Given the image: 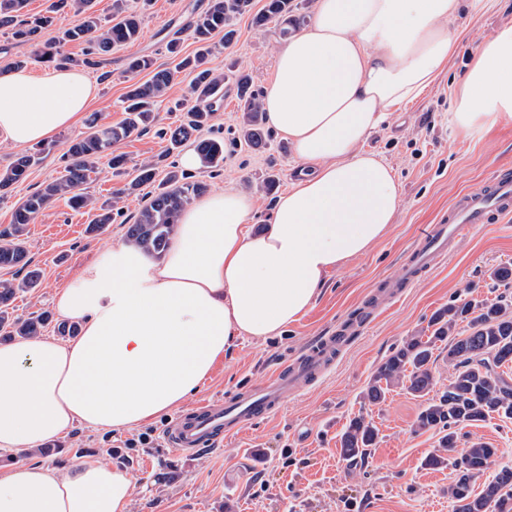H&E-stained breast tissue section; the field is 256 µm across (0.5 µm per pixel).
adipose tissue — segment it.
<instances>
[{
  "label": "adipose tissue",
  "mask_w": 512,
  "mask_h": 512,
  "mask_svg": "<svg viewBox=\"0 0 512 512\" xmlns=\"http://www.w3.org/2000/svg\"><path fill=\"white\" fill-rule=\"evenodd\" d=\"M500 0H315L309 24L277 50L261 99L302 178L258 232L253 194L227 187L180 214L156 260L120 243L59 291L56 311L81 332L0 345V512H129L133 482L86 460L65 471L24 453L78 425L139 426L196 390L246 339L280 335L316 302L329 273L366 254L395 224L402 189L363 142L431 89L461 49L453 28ZM450 122L483 135L512 121V24L480 43ZM95 88L83 70H0V140L24 148L73 126Z\"/></svg>",
  "instance_id": "obj_1"
}]
</instances>
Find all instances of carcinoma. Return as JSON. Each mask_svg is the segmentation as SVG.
Returning a JSON list of instances; mask_svg holds the SVG:
<instances>
[{"instance_id":"carcinoma-1","label":"carcinoma","mask_w":512,"mask_h":512,"mask_svg":"<svg viewBox=\"0 0 512 512\" xmlns=\"http://www.w3.org/2000/svg\"><path fill=\"white\" fill-rule=\"evenodd\" d=\"M71 5L83 15L82 23L63 32L66 41L89 40L95 51L108 52L112 47L136 40L140 34L139 14L130 10L127 0H112L113 23H102L92 11V0H55L46 14L31 20L22 18L26 0H0V27L10 28L11 36L20 43L37 40L39 33L52 26L55 13L64 5ZM252 0H211L207 11L189 25V36L198 44L192 56H180V38L171 39L167 51L177 59L174 68L154 66L148 56L128 60L127 71L132 74L146 72L149 79L128 86L125 100L128 117L118 126L92 123L91 131L70 144L68 163L64 174L47 183L42 189L28 195L12 215V232L0 239V268L23 269L27 266V253L23 236L25 226L63 197L74 209H89L93 218L87 232L98 235L115 219L114 206L95 200L84 191L95 172L97 162L109 156L108 164L114 170L127 165L126 155L112 152V146L128 138L133 132L145 130L154 122V106L168 94L176 73L192 74L190 93L193 105L187 109L185 120L169 130L172 147L191 140L196 132L207 126L215 113L214 105L220 100L224 76L205 67L206 55L211 51L215 35L224 34V44L232 43L236 36L235 20L250 12ZM294 0H266L263 9L254 18L262 27L274 20L280 23V34L287 36L298 27L304 17L294 15ZM42 62L66 66L72 62L54 43L40 49ZM239 111L243 112L239 138L252 146L264 144L266 122L258 93L252 89L250 78L242 74L237 79ZM200 166L217 170L224 163V142L204 140L197 144ZM35 161L32 155L17 157L9 167L0 171V189L7 188L25 176ZM135 176L121 190L133 194L145 185L157 184L154 195L139 212L135 221L127 226L129 240L143 251L159 255L166 251L179 213L190 200L206 190V184L176 167L159 172L158 163L142 162L134 168ZM39 275L27 272L22 283L0 280V341L35 338L51 324L52 316L42 313L21 320L13 316V303L21 288H32ZM466 328L458 330L461 323ZM431 336L421 334L408 337L392 349L378 367L366 392L371 403H379L393 386H402L408 393L427 398L418 424L422 428H437L441 433L439 449L429 455L424 465L432 468L447 463L448 449L454 447L457 431L463 427L484 422L494 416L512 420V377L502 367L512 362V301L465 302L439 309L429 323ZM438 342L448 343V365L452 373L448 387L436 399L428 398L434 388L430 363ZM378 429L362 415L351 418L339 440L341 455L352 462H361L376 446ZM495 449L475 442L456 463L458 476L448 486V499L454 512H512V467H502L494 480L481 493H474L473 477L489 469L494 462Z\"/></svg>"}]
</instances>
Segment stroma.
I'll return each mask as SVG.
<instances>
[{"mask_svg":"<svg viewBox=\"0 0 512 512\" xmlns=\"http://www.w3.org/2000/svg\"><path fill=\"white\" fill-rule=\"evenodd\" d=\"M209 3L150 0L140 9L139 38L101 54L99 67L88 69L96 95L83 122L45 143L40 161L26 178L0 192V232H9L12 213L23 197L63 175L68 145L84 135L89 119L112 125L124 119L122 99L132 82L126 71L129 58L147 55L156 64L169 65L166 45L176 34L184 53L195 52L197 45L186 28ZM509 22L512 0H502L494 15L475 18L461 32L463 48L438 84L364 141L363 150L390 163L401 183L403 203L388 236L364 256L332 271L315 305L284 334L264 341L248 339L226 353L185 404L190 407L258 385L271 366L296 357L314 338L346 330V346L317 383L290 396L277 416L249 425L222 447L191 456L162 446L161 434L170 421L165 414L132 429L104 432L78 426L50 441L48 453L34 450L26 453V460L58 469L87 458L118 465L133 482L129 512H453L448 487L457 476L456 462L473 442L496 450L494 468L475 481V491L484 489L498 467L512 466V420L492 418L463 428L447 466L431 469L423 461L437 448L439 433L418 425L424 399L399 386L377 404L364 397L386 356L408 336L427 329L436 310L470 299L512 298V283L492 277L496 268L512 267V217L482 225L459 241L444 264L388 300L384 314L371 325L363 328L354 321L361 306L385 298L384 280L400 274L405 252L425 225L437 223L459 196L481 187L495 170H512L511 121L474 138L455 135L448 125L454 76L469 68L473 46ZM236 28V41L228 47L216 43L208 58L209 66L225 75L224 98L211 127L199 134L203 140H223L224 165L219 174L198 168L194 175L211 191L232 185L251 191L258 205L253 223L259 228L268 222L277 198L297 180L300 166L290 142L277 131H269L259 149L232 141L241 120L238 74H249L254 88L264 90L274 77L275 53L283 42L278 26H255L252 13L239 17ZM187 93V78L178 77L168 99L157 106L156 128L132 134L120 144L130 163L154 160L164 167L178 161V153L168 152L167 141L156 129L179 124L183 113L174 102ZM270 177L276 180L271 189L266 186ZM145 203L141 192L124 198V223H112L92 236L85 232L87 213L54 200L26 227L28 256L40 272V282L17 294L16 315L27 318L53 310L58 290L101 253L125 241L127 224ZM360 414L374 422L379 438L362 465L353 467L340 453L339 435L349 419ZM144 433L150 436L145 445L138 441ZM130 439L136 440V447H127Z\"/></svg>","mask_w":512,"mask_h":512,"instance_id":"35a3bbf8","label":"stroma"}]
</instances>
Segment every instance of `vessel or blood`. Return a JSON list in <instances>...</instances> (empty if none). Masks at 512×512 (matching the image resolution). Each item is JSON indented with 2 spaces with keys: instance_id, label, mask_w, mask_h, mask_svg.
I'll return each instance as SVG.
<instances>
[{
  "instance_id": "vessel-or-blood-1",
  "label": "vessel or blood",
  "mask_w": 512,
  "mask_h": 512,
  "mask_svg": "<svg viewBox=\"0 0 512 512\" xmlns=\"http://www.w3.org/2000/svg\"><path fill=\"white\" fill-rule=\"evenodd\" d=\"M511 215L512 173L499 171L482 188L455 201L438 223L427 225L408 252L395 287H408L445 261L460 236ZM345 342L342 335L321 337L297 358L278 365L261 385L239 389L222 399L202 400L171 421L164 433L166 444L183 455L222 444L277 412L294 391L318 380Z\"/></svg>"
}]
</instances>
